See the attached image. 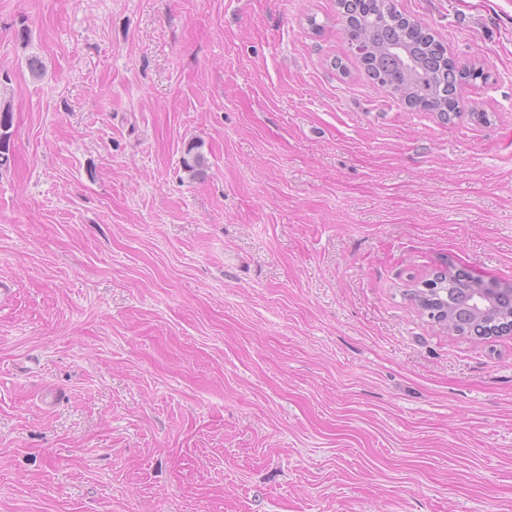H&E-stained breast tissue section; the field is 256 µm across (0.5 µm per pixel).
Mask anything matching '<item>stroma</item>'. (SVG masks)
<instances>
[{
	"instance_id": "obj_1",
	"label": "stroma",
	"mask_w": 512,
	"mask_h": 512,
	"mask_svg": "<svg viewBox=\"0 0 512 512\" xmlns=\"http://www.w3.org/2000/svg\"><path fill=\"white\" fill-rule=\"evenodd\" d=\"M397 6L485 120L337 0H0V512H512V334L408 295L512 282V0ZM349 45L364 47L354 55L374 84L411 108L423 106L449 120L467 106L458 87L487 79L483 68L457 66L446 48L415 20L399 12L391 0H338ZM395 47L406 55L394 53ZM13 114L9 108L0 105V165L3 166L9 159L13 131Z\"/></svg>"
}]
</instances>
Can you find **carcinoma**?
Wrapping results in <instances>:
<instances>
[{
	"mask_svg": "<svg viewBox=\"0 0 512 512\" xmlns=\"http://www.w3.org/2000/svg\"><path fill=\"white\" fill-rule=\"evenodd\" d=\"M339 15L349 45H361L357 59L374 84L411 108L423 106L448 120L466 105L458 87L477 79H487L484 69L457 66L446 48L415 20L399 12L392 0H338ZM13 114L0 106V165L9 159ZM200 145L188 146L184 168L202 173L205 157ZM423 312L434 323L448 322L461 336H485L508 325L512 299H498L483 315L469 322L472 285L460 273L439 283H429Z\"/></svg>",
	"mask_w": 512,
	"mask_h": 512,
	"instance_id": "cac0c4a2",
	"label": "carcinoma"
}]
</instances>
